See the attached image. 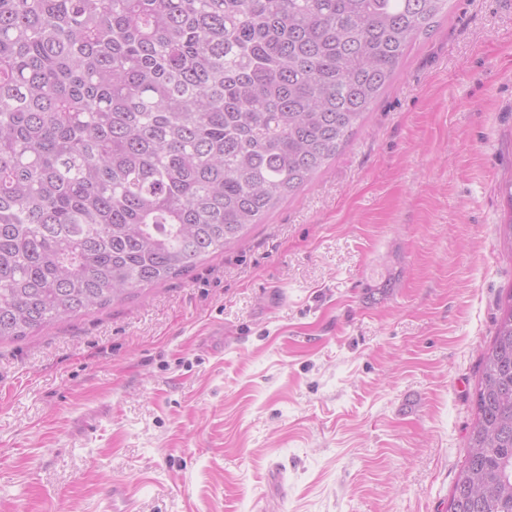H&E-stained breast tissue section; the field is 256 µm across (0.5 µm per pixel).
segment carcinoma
<instances>
[{
	"label": "carcinoma",
	"mask_w": 512,
	"mask_h": 512,
	"mask_svg": "<svg viewBox=\"0 0 512 512\" xmlns=\"http://www.w3.org/2000/svg\"><path fill=\"white\" fill-rule=\"evenodd\" d=\"M448 0H0V341L188 274L336 157ZM448 512H512V291Z\"/></svg>",
	"instance_id": "1"
}]
</instances>
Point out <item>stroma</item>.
<instances>
[{
	"label": "stroma",
	"instance_id": "35a3bbf8",
	"mask_svg": "<svg viewBox=\"0 0 512 512\" xmlns=\"http://www.w3.org/2000/svg\"><path fill=\"white\" fill-rule=\"evenodd\" d=\"M511 186L512 0H449L242 239L0 343V512H448Z\"/></svg>",
	"mask_w": 512,
	"mask_h": 512
}]
</instances>
